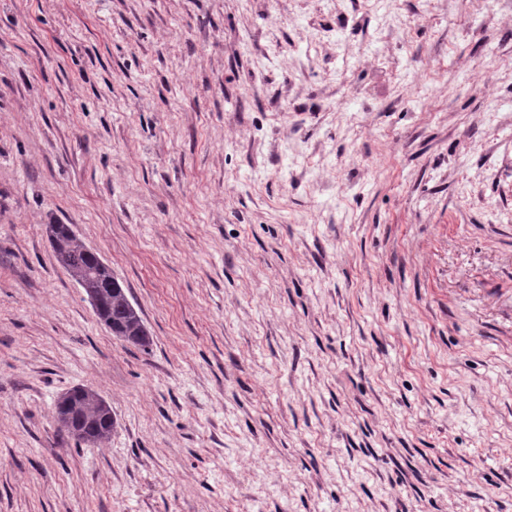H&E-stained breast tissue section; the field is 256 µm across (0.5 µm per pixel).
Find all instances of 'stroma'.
Masks as SVG:
<instances>
[{"mask_svg":"<svg viewBox=\"0 0 512 512\" xmlns=\"http://www.w3.org/2000/svg\"><path fill=\"white\" fill-rule=\"evenodd\" d=\"M0 512H512V0H0ZM49 243L57 262L83 289L97 309V316L112 331V336L147 351L151 345L149 332L112 271L101 268L94 253L76 237L69 224L47 227ZM58 422L78 443L95 445L107 442L116 425L109 405L93 390L76 387L60 397L56 404Z\"/></svg>","mask_w":512,"mask_h":512,"instance_id":"obj_1","label":"stroma"}]
</instances>
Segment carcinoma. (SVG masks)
<instances>
[{
	"instance_id": "obj_1",
	"label": "carcinoma",
	"mask_w": 512,
	"mask_h": 512,
	"mask_svg": "<svg viewBox=\"0 0 512 512\" xmlns=\"http://www.w3.org/2000/svg\"><path fill=\"white\" fill-rule=\"evenodd\" d=\"M47 233L57 262L85 293L98 300L97 316L116 338L144 351L151 345L149 332L112 271L100 266L94 253L76 237L68 224H49ZM64 431L78 443L107 442L116 425L109 405L93 390L76 387L56 404Z\"/></svg>"
}]
</instances>
